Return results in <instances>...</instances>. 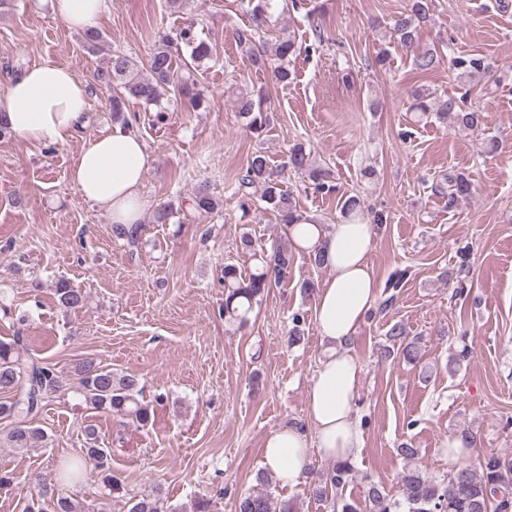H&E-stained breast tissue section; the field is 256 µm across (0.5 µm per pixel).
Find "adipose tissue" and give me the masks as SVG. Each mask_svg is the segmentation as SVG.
<instances>
[{"instance_id":"obj_1","label":"adipose tissue","mask_w":512,"mask_h":512,"mask_svg":"<svg viewBox=\"0 0 512 512\" xmlns=\"http://www.w3.org/2000/svg\"><path fill=\"white\" fill-rule=\"evenodd\" d=\"M56 16L74 30L95 26L106 0H52ZM89 107V91L66 67L46 61L13 76L0 91V118L18 136L64 144L77 133ZM149 163L147 145L132 129L85 139L69 171L80 194L102 208L113 223H141L149 201L141 192ZM288 237L303 252L321 254L329 277L315 299V320L326 344L307 388L308 427L287 424L265 441V466L282 484L296 486L307 477L311 449L341 460L363 443L356 416L359 361L346 345L356 336L378 297L369 265L374 233L368 224L290 225Z\"/></svg>"}]
</instances>
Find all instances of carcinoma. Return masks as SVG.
<instances>
[{
    "mask_svg": "<svg viewBox=\"0 0 512 512\" xmlns=\"http://www.w3.org/2000/svg\"><path fill=\"white\" fill-rule=\"evenodd\" d=\"M287 10L301 7L299 0L277 4V0H247V13L251 24L236 30L239 44L247 47L251 59L270 68L271 75L278 83H286L290 78L288 58L295 54V43L282 40L268 47L259 38L260 32L268 26L272 11L276 8ZM432 0H409L408 8L394 20L393 40L396 48L412 57L416 70L426 72L437 63V53L432 49H421L417 26L430 18ZM180 55L184 65L198 68L212 55V46L201 39L190 23L173 35L160 33L155 39V48L147 62L150 76L143 75V69L136 61L125 55L116 54L110 65L96 74L97 81L112 91V112L123 117V124L129 120H139L124 115L126 102L132 97L145 106L153 105L156 111L151 123L166 124L169 114L160 107V100L166 87L173 79L174 55ZM458 82L467 86L480 75L494 70L492 61L483 56L458 57L455 60ZM411 111L418 117H433L442 124L478 132L483 125V113L469 107L464 100L455 97L437 96L419 88L412 94ZM236 109L246 120V127L253 133H260L268 124L264 98L260 93L242 89L235 97ZM288 166L292 171L304 175L313 188L321 193L336 190L333 175L327 168L315 164L311 151L302 143L289 149ZM262 187L260 201L265 208L276 212L284 225L295 224L306 219L297 209L292 193L282 188L278 177L269 167L267 157L262 152L254 153L239 181L241 208H250L248 189ZM439 194L447 197L448 208H453L472 193V185L462 174H450L438 186ZM194 209L209 214L216 209L217 202L208 189H199L191 199ZM343 217L348 221H358L364 215V202L357 195L341 200ZM113 233L127 241V246L138 247L140 225L129 228L122 224L112 225ZM242 248L253 252L256 260L254 269L242 274L233 264L224 265V307L220 314L224 319L244 326L248 315L270 288L278 285L293 264L294 251L290 243H278L270 248L254 249L255 240L247 233L241 239ZM57 303L66 310H76L83 306L85 296L65 279L55 285ZM391 345L385 353H393L408 362L420 358L417 342L407 340L404 327L395 323L387 332ZM71 372L77 379V394L92 410L127 419V422L146 427L155 417L154 404L142 398L140 380L131 374L112 371L92 358H84L75 363ZM64 371L52 365L42 364L24 354L22 337L15 336L9 341L0 340V390L11 393V399L0 402V419L27 418L36 414L46 399L60 397L66 392ZM88 446L81 455L66 458L57 464L58 478L64 482L79 480L83 469L92 465L104 473V484L111 491L120 489L119 479L112 475L111 449L96 446L98 431L88 425L84 429ZM45 438L43 431L31 424H17L11 427L0 442L7 448L24 451ZM354 477V466L350 460L336 462L327 471L318 474L312 488L313 497L322 502L327 512H512V459L508 456L482 455L476 461L461 463L449 475L436 480L416 469H408L399 476V497H394L380 484L366 485L365 501L368 510L363 511L353 498L343 494L344 488ZM53 512H84L81 503L71 497L59 495L52 502ZM236 512H298L291 499L272 496L263 489L244 493L236 499ZM129 512H165L164 500L158 494L147 495L134 500Z\"/></svg>",
    "mask_w": 512,
    "mask_h": 512,
    "instance_id": "obj_1",
    "label": "carcinoma"
}]
</instances>
